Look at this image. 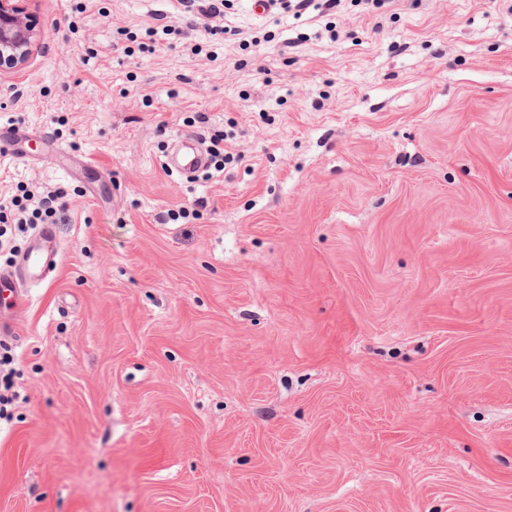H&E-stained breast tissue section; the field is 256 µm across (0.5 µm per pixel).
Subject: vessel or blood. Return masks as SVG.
<instances>
[{
    "label": "vessel or blood",
    "instance_id": "b4317fda",
    "mask_svg": "<svg viewBox=\"0 0 512 512\" xmlns=\"http://www.w3.org/2000/svg\"><path fill=\"white\" fill-rule=\"evenodd\" d=\"M209 164L205 149L196 139L177 138L166 166L184 176H192ZM60 245L51 227H43L36 234L28 250L21 256L17 269L0 272V305L6 306L9 316L0 315V334L8 335L16 328L13 315L26 308L29 297L21 287L22 281L43 280L56 264Z\"/></svg>",
    "mask_w": 512,
    "mask_h": 512
}]
</instances>
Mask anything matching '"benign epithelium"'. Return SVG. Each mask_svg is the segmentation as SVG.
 Masks as SVG:
<instances>
[{"mask_svg":"<svg viewBox=\"0 0 512 512\" xmlns=\"http://www.w3.org/2000/svg\"><path fill=\"white\" fill-rule=\"evenodd\" d=\"M38 37L20 0H0V73L22 68Z\"/></svg>","mask_w":512,"mask_h":512,"instance_id":"7a95c632","label":"benign epithelium"}]
</instances>
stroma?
I'll return each instance as SVG.
<instances>
[{"label":"stroma","instance_id":"1","mask_svg":"<svg viewBox=\"0 0 512 512\" xmlns=\"http://www.w3.org/2000/svg\"><path fill=\"white\" fill-rule=\"evenodd\" d=\"M26 8L0 201L68 220L0 512H512V0ZM165 164L171 171L176 170L184 176H194L205 170L209 161L205 149L198 140L178 137ZM65 196L63 190L49 192L47 196L41 197L37 205L30 210L27 202L31 201L33 196L24 190L20 196H13L10 200L11 207L15 208L23 216L18 219L16 228L19 233H25L31 226L46 221L54 222L60 213L64 212L65 204L60 200Z\"/></svg>","mask_w":512,"mask_h":512}]
</instances>
